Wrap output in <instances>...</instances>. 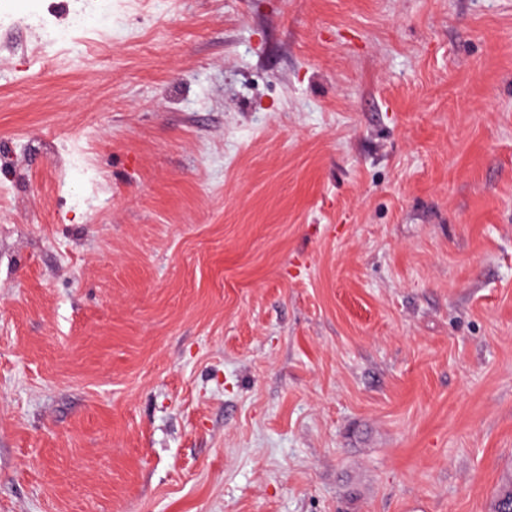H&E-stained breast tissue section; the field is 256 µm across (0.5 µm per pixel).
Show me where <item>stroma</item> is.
I'll use <instances>...</instances> for the list:
<instances>
[{"label": "stroma", "mask_w": 512, "mask_h": 512, "mask_svg": "<svg viewBox=\"0 0 512 512\" xmlns=\"http://www.w3.org/2000/svg\"><path fill=\"white\" fill-rule=\"evenodd\" d=\"M0 0V512H493L512 0Z\"/></svg>", "instance_id": "stroma-1"}]
</instances>
